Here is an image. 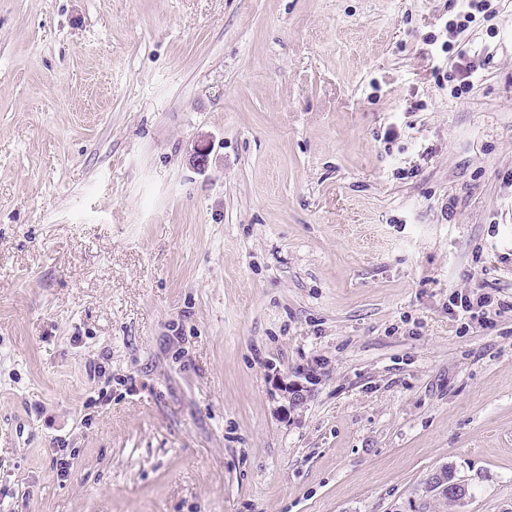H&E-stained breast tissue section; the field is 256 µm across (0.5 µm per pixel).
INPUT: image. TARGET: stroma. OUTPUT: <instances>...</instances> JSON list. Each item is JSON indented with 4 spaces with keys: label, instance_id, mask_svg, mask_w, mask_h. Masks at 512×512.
<instances>
[{
    "label": "stroma",
    "instance_id": "35a3bbf8",
    "mask_svg": "<svg viewBox=\"0 0 512 512\" xmlns=\"http://www.w3.org/2000/svg\"><path fill=\"white\" fill-rule=\"evenodd\" d=\"M496 8L0 0V512H512ZM507 310L512 311V303L511 306L499 301H496L495 304V297L489 292H483V289L472 293L455 292L448 296V313L450 315L458 318L466 316L465 319L469 320L466 323L468 326L475 325L483 330L495 326L492 314L501 316ZM448 468L441 469L435 473L429 480L430 489L439 497L448 496L449 503H456L463 501L468 493L467 486L462 481H456L454 476H448Z\"/></svg>",
    "mask_w": 512,
    "mask_h": 512
}]
</instances>
